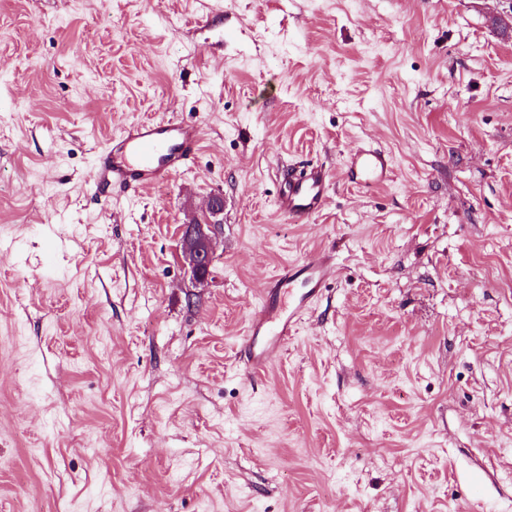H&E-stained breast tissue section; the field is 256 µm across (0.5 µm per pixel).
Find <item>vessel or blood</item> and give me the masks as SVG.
I'll use <instances>...</instances> for the list:
<instances>
[{"mask_svg":"<svg viewBox=\"0 0 512 512\" xmlns=\"http://www.w3.org/2000/svg\"><path fill=\"white\" fill-rule=\"evenodd\" d=\"M203 129L181 120L148 121L131 127L97 156L94 186L134 191L163 182L185 168L199 153ZM389 155L377 148H358L346 166L348 182L370 187L388 180ZM328 174L323 165L310 164L284 176L278 196L280 213L293 224L309 222L320 213L328 193ZM333 277L328 257L315 256L284 264L264 289L249 332L239 349L247 371L255 372L275 362L294 336L298 315L317 291ZM301 283L305 290L293 307H281V288Z\"/></svg>","mask_w":512,"mask_h":512,"instance_id":"vessel-or-blood-1","label":"vessel or blood"}]
</instances>
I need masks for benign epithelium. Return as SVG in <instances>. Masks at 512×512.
I'll return each instance as SVG.
<instances>
[{
	"label": "benign epithelium",
	"instance_id": "7a95c632",
	"mask_svg": "<svg viewBox=\"0 0 512 512\" xmlns=\"http://www.w3.org/2000/svg\"><path fill=\"white\" fill-rule=\"evenodd\" d=\"M224 212V197L215 195L206 205V216L182 225L180 251L191 279L201 284L211 272L216 250V232Z\"/></svg>",
	"mask_w": 512,
	"mask_h": 512
}]
</instances>
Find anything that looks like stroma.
I'll return each mask as SVG.
<instances>
[{"label": "stroma", "instance_id": "stroma-1", "mask_svg": "<svg viewBox=\"0 0 512 512\" xmlns=\"http://www.w3.org/2000/svg\"><path fill=\"white\" fill-rule=\"evenodd\" d=\"M512 0H0V512H512ZM190 167L93 190L106 142ZM389 182L344 177L358 146ZM328 200L282 222L284 166ZM224 197L207 282L178 227ZM336 275L250 376L286 262ZM203 129L182 120L148 121L131 127L97 155L94 186L136 191L163 182L199 153Z\"/></svg>", "mask_w": 512, "mask_h": 512}]
</instances>
